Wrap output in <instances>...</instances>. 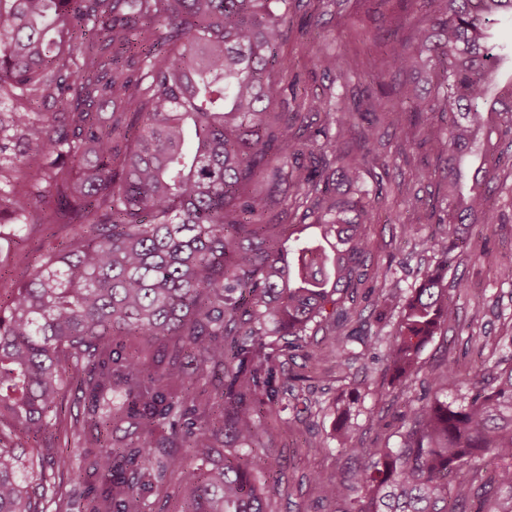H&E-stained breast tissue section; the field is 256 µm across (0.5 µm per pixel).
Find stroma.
<instances>
[{"mask_svg": "<svg viewBox=\"0 0 512 512\" xmlns=\"http://www.w3.org/2000/svg\"><path fill=\"white\" fill-rule=\"evenodd\" d=\"M413 22L412 14H379L372 0H357L350 5L348 16L330 20L324 37L312 39L311 45L320 47L324 39L330 38L362 62L387 29L399 24L407 30ZM497 154L499 179L491 184V200L504 221L488 228L472 225L470 248L457 253L449 263L446 281L463 280L468 290L458 300L456 322L441 329L422 353V377L438 373L451 360L460 374H475L489 354L485 340L512 333V143L500 142ZM388 163L384 179L387 191L395 192L397 183L405 181L413 184L419 199L412 206L383 205L376 222L367 227L374 243L366 259L368 270L387 271L388 277L377 306L366 308L351 327L356 335L371 337L372 343L363 348L346 374L337 370L330 357L313 362L300 349L278 358L289 392L282 397L283 409L268 422L267 445L279 477L272 488L269 512H336V504L324 500L313 482L317 476L342 477L356 465L354 458L338 451L332 439L335 416L330 408L336 401L345 400L353 406L347 425L354 444L395 448L400 442L402 415L418 404L422 395L420 380H416L395 390L386 402L377 400L382 383L381 359L388 339L396 331L398 303L438 263L426 251L424 242L438 229L430 213L447 191L442 179L444 162L414 148L409 159L392 157ZM405 223L413 225L411 235L402 233ZM61 241V234L47 226L35 227L22 237L2 233L0 271L19 274L25 262L39 259ZM296 390L303 391L309 405L300 413L288 408ZM373 414L388 423L384 436H376L371 430L369 417Z\"/></svg>", "mask_w": 512, "mask_h": 512, "instance_id": "35a3bbf8", "label": "stroma"}]
</instances>
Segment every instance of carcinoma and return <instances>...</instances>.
<instances>
[{"label": "carcinoma", "instance_id": "obj_1", "mask_svg": "<svg viewBox=\"0 0 512 512\" xmlns=\"http://www.w3.org/2000/svg\"><path fill=\"white\" fill-rule=\"evenodd\" d=\"M395 2L421 18L380 41L383 64L429 71L428 96L361 81L340 47L308 57L333 76L327 91L285 83L293 63L277 48L308 44L336 0H0V101L31 105L0 112V224L65 231L64 248L0 300V512H71L67 486L89 476L88 512H141L137 475L177 477L182 512H267L265 419L285 389L266 338L347 366L359 337L341 327L384 288H364L366 226L386 197L363 175L388 167L370 116L399 109L413 123L395 156L447 155L448 230L425 240L441 266L402 304L384 354L390 385L418 376L466 292L443 274L467 248L460 226L503 223L480 179L496 175L492 135L512 140V79L491 94L500 55L487 34L512 0ZM433 112L447 132L416 133ZM219 368L223 403L202 424L201 387ZM424 383L395 449L349 447L338 413L337 445L363 463L317 478L323 497L350 500L346 512H512V365L489 358L466 381L448 365ZM72 386L88 400L92 448L40 446L51 426L79 436L63 413ZM445 387L466 388L460 403ZM161 421L170 433L155 439ZM16 430L34 446L7 447ZM227 435L244 455H224ZM479 455L492 468L472 465Z\"/></svg>", "mask_w": 512, "mask_h": 512}]
</instances>
